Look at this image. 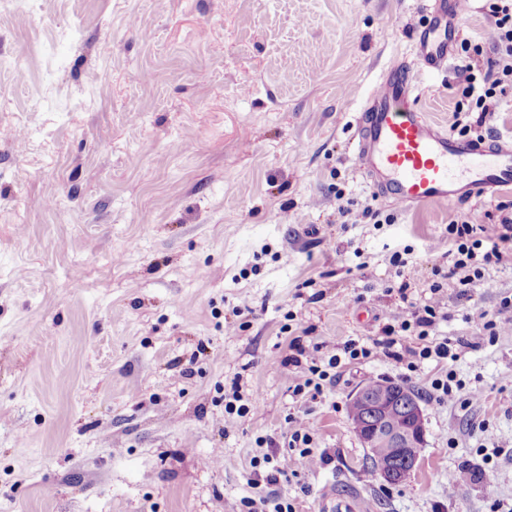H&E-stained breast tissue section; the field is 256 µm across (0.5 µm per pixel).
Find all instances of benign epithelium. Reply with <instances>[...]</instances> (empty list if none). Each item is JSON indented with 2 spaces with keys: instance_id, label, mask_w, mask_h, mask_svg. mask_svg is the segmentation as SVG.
<instances>
[{
  "instance_id": "benign-epithelium-1",
  "label": "benign epithelium",
  "mask_w": 512,
  "mask_h": 512,
  "mask_svg": "<svg viewBox=\"0 0 512 512\" xmlns=\"http://www.w3.org/2000/svg\"><path fill=\"white\" fill-rule=\"evenodd\" d=\"M352 400L368 409L375 425L358 430L356 434L365 448L376 447L378 439H384L393 448H422L425 445L426 428L423 410L417 397L411 395L400 402L401 409L412 423V428L406 432H380L386 415L393 411V405L381 393L374 396L365 387L358 388L352 394ZM418 456L405 457L403 461L391 458L382 461L377 466L380 478L390 485H399L405 481L414 469Z\"/></svg>"
}]
</instances>
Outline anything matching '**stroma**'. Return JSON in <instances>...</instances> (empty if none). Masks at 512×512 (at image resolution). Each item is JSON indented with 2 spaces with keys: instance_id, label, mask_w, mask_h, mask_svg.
I'll list each match as a JSON object with an SVG mask.
<instances>
[{
  "instance_id": "obj_1",
  "label": "stroma",
  "mask_w": 512,
  "mask_h": 512,
  "mask_svg": "<svg viewBox=\"0 0 512 512\" xmlns=\"http://www.w3.org/2000/svg\"><path fill=\"white\" fill-rule=\"evenodd\" d=\"M427 4L0 0V512H241L256 438L291 413L335 456L278 485L296 512L333 486L369 512H512V332L476 322L512 296V251L471 295L443 282L430 337L467 340L446 366L460 388L437 402L441 368L417 360L426 445L399 486L347 405L400 369L375 355L307 402L280 366L295 336L333 354L379 336L401 282L429 296L449 223L512 202L405 209L354 161L364 101L414 60ZM418 80L430 121L474 120L453 74ZM234 381L261 409L228 433Z\"/></svg>"
}]
</instances>
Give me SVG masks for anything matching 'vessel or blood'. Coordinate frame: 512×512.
<instances>
[{"label":"vessel or blood","instance_id":"b4317fda","mask_svg":"<svg viewBox=\"0 0 512 512\" xmlns=\"http://www.w3.org/2000/svg\"><path fill=\"white\" fill-rule=\"evenodd\" d=\"M476 0H429L433 22L419 29L416 61L384 70L358 117L356 162L370 187L403 207L459 204L512 188V136L461 139L414 107L416 71L449 70L460 20ZM324 512H365L359 497L325 491Z\"/></svg>","mask_w":512,"mask_h":512}]
</instances>
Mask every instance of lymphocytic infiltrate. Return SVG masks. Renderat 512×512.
<instances>
[{
  "instance_id": "1",
  "label": "lymphocytic infiltrate",
  "mask_w": 512,
  "mask_h": 512,
  "mask_svg": "<svg viewBox=\"0 0 512 512\" xmlns=\"http://www.w3.org/2000/svg\"><path fill=\"white\" fill-rule=\"evenodd\" d=\"M488 16L495 31V57L483 60L475 55L461 59L455 69V79L466 96L475 100L478 115L476 127H483L490 109L487 101L495 95L496 87L512 83V0H489ZM512 243V217H501L499 222H485L482 215L472 212L461 220L448 225V277L457 279L465 288H477L484 284L486 267L500 264L506 244ZM409 282L397 287L403 306L387 314L388 325L381 330L380 337L366 340H349L344 343L341 354L328 355L320 347H307L299 338L288 342L289 354L280 362L281 367L292 373L290 391L293 397L316 399L324 386L336 380L335 370L342 360L369 358L374 351L392 360L395 364H408L411 357L439 360L451 357L452 349L462 346V339L444 338L442 342L428 345L427 338L439 319L441 301L440 284H432L430 296L424 305L408 302ZM421 340V348L406 345L405 335ZM288 440L279 444L273 438L261 437L256 441L260 449L251 459L255 476L261 477L266 486L278 485L281 479L296 475L300 463H327L328 452H315L314 434L309 422L301 416L289 415Z\"/></svg>"
}]
</instances>
